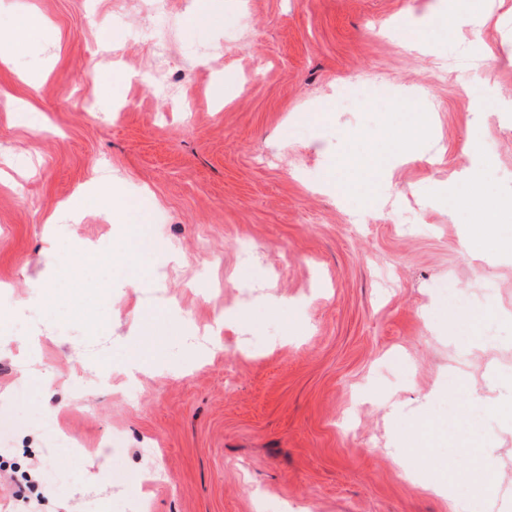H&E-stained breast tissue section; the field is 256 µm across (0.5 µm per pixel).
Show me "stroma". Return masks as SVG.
I'll return each mask as SVG.
<instances>
[{
    "label": "stroma",
    "mask_w": 512,
    "mask_h": 512,
    "mask_svg": "<svg viewBox=\"0 0 512 512\" xmlns=\"http://www.w3.org/2000/svg\"><path fill=\"white\" fill-rule=\"evenodd\" d=\"M199 2L0 0V40L21 36L0 63V512H486L434 486L468 466V391L512 388V261L467 252L447 196L487 161L512 224V0L417 48L404 29L448 0H213L191 35ZM380 167L377 210L337 193ZM113 199L163 252L136 260ZM154 313L161 344L128 379ZM99 328L103 369L75 346ZM30 356L51 392L18 383ZM34 468L59 478L17 501Z\"/></svg>",
    "instance_id": "1"
}]
</instances>
